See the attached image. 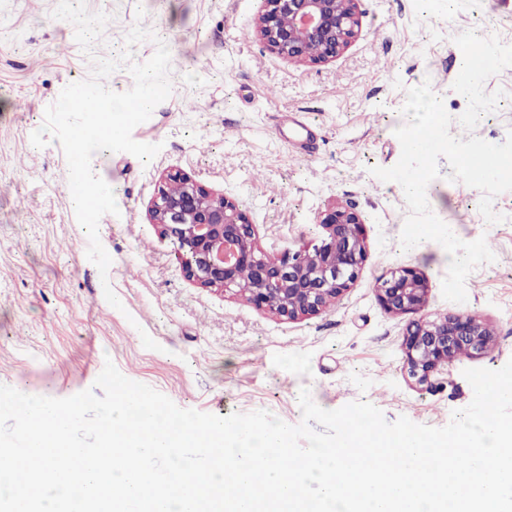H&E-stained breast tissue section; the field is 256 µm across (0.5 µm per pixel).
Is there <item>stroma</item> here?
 Here are the masks:
<instances>
[{"instance_id": "stroma-1", "label": "stroma", "mask_w": 512, "mask_h": 512, "mask_svg": "<svg viewBox=\"0 0 512 512\" xmlns=\"http://www.w3.org/2000/svg\"><path fill=\"white\" fill-rule=\"evenodd\" d=\"M85 3L109 17L93 46L98 57L128 49L141 64L156 40L167 44L172 94L132 132L161 150L146 164L126 152L92 158L119 208L99 222L112 259L100 275L86 257L61 146L51 140L37 148L30 140L62 89L90 76L91 62L74 25L53 18L58 0H0V385L69 397L93 388L109 360L183 409L219 416L266 410L296 425L306 387L328 410L363 400L390 422L405 416L446 426L473 398L464 370H496L512 359V191L493 200L503 222L488 224L481 193L449 181L451 168L440 160L426 190L432 210L461 240L485 238L495 256L471 272L466 302L455 303L442 295L447 252L433 241L402 250L405 196L369 169L400 157L395 131L407 122L408 88L429 83L452 118L465 111L466 98L452 88L461 55L454 38L473 30L512 45V0H457L451 9L444 0H359L357 36L327 64L272 53L254 28L263 0ZM137 25L153 39L126 46ZM484 89L505 96L474 134L499 144L512 132V67ZM172 171L238 197L272 256L314 242L325 211L352 209L363 220L362 270L329 308L295 321L235 292L199 287L148 215ZM400 267L425 278L428 318L461 312L493 331L485 354L449 363L429 389L404 363L409 316L388 314L375 292L377 280ZM105 280L121 308L106 301ZM145 334L157 349L143 346Z\"/></svg>"}]
</instances>
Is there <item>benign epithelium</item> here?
Here are the masks:
<instances>
[{
	"label": "benign epithelium",
	"instance_id": "7a95c632",
	"mask_svg": "<svg viewBox=\"0 0 512 512\" xmlns=\"http://www.w3.org/2000/svg\"><path fill=\"white\" fill-rule=\"evenodd\" d=\"M257 31L273 53L298 64L326 63L357 36L358 0H264ZM151 223L177 244L185 277L202 288L234 290L288 320L315 315L357 278L366 246L359 215L336 208L319 221V242L288 247L277 257L260 250L256 225L233 197L214 194L190 177L167 173L149 211ZM427 282L409 268L378 280L384 310L417 314L403 340L409 374L429 386L448 363L483 354L492 331L483 320L450 313L428 320Z\"/></svg>",
	"mask_w": 512,
	"mask_h": 512
}]
</instances>
